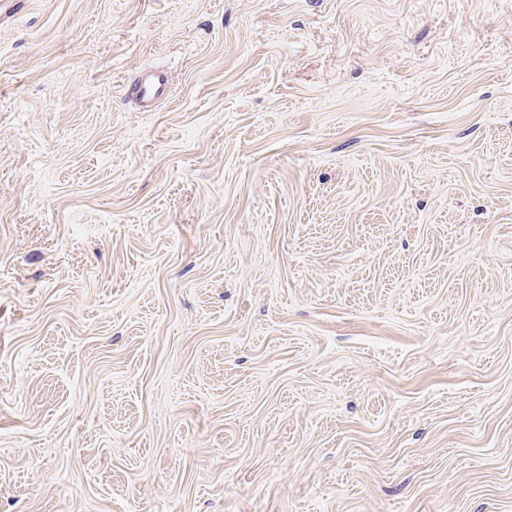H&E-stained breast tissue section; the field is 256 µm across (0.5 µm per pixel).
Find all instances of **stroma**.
Segmentation results:
<instances>
[{
    "mask_svg": "<svg viewBox=\"0 0 512 512\" xmlns=\"http://www.w3.org/2000/svg\"><path fill=\"white\" fill-rule=\"evenodd\" d=\"M0 512H512V0L0 23ZM167 70L152 67L141 70L127 87V98L144 111H150L170 96Z\"/></svg>",
    "mask_w": 512,
    "mask_h": 512,
    "instance_id": "35a3bbf8",
    "label": "stroma"
}]
</instances>
